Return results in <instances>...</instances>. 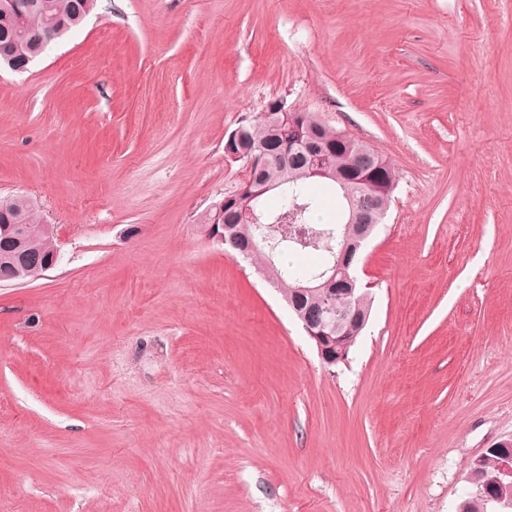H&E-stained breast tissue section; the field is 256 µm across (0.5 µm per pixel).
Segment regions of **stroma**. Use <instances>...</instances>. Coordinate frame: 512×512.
Returning a JSON list of instances; mask_svg holds the SVG:
<instances>
[{"label":"stroma","instance_id":"obj_1","mask_svg":"<svg viewBox=\"0 0 512 512\" xmlns=\"http://www.w3.org/2000/svg\"><path fill=\"white\" fill-rule=\"evenodd\" d=\"M397 175L324 367L198 215L273 102ZM57 267L0 285L11 512H456L512 435V0H97L0 66V196ZM19 219L23 224H9L3 228V241L9 240L22 245L34 236L49 235V227L42 224L40 216L30 204L22 205L20 197L0 198V224ZM0 238V271L2 270L1 253L4 242Z\"/></svg>","mask_w":512,"mask_h":512}]
</instances>
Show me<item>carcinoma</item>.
Instances as JSON below:
<instances>
[{
  "mask_svg": "<svg viewBox=\"0 0 512 512\" xmlns=\"http://www.w3.org/2000/svg\"><path fill=\"white\" fill-rule=\"evenodd\" d=\"M95 6L96 0H37L36 8L17 20L11 30L0 29V64L8 66L13 61H36L54 39L79 26ZM298 118L300 125L310 130L311 146L326 149L327 171L353 177L357 170V155L354 149L336 141V129L325 125L312 112H300ZM235 131L238 132L241 153L249 154L263 147L267 155L279 158L265 169L251 173L252 190L269 186L271 191L279 193L283 203L274 210L265 211L266 223L253 224L248 211L265 197L253 199L251 194H243L234 208L224 210V218L217 223L229 226L242 246L251 247L248 256L256 268L265 267L267 259H272L269 281L283 298L289 299L291 289L305 279H311L317 285L324 283L320 274L337 259L342 239L350 228L344 212L336 223H320L323 199L311 191V185L320 182L339 196L342 191L335 180L310 173L305 158L297 156L280 160L288 154V145L282 136H272L270 113L259 119L239 122ZM15 219L23 224L41 223L35 209L29 204L22 205L20 197L0 198V224ZM310 253L319 254L321 262L308 268H293L292 258ZM497 468L498 456L491 454L484 458L474 477L476 492L458 505L457 512H487V505L477 488L492 479Z\"/></svg>",
  "mask_w": 512,
  "mask_h": 512,
  "instance_id": "carcinoma-1",
  "label": "carcinoma"
}]
</instances>
